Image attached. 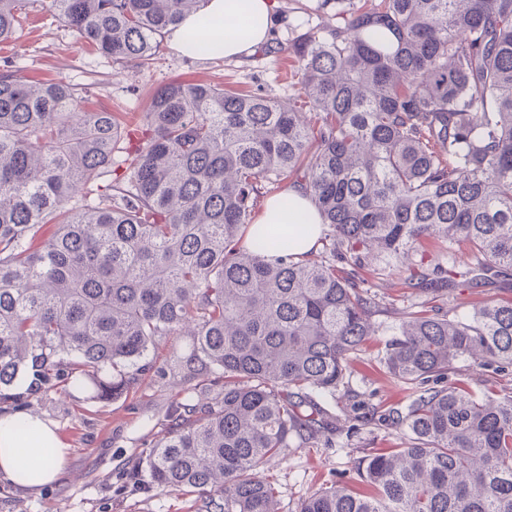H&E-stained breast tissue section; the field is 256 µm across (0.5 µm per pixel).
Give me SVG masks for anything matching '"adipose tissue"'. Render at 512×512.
<instances>
[{
    "label": "adipose tissue",
    "mask_w": 512,
    "mask_h": 512,
    "mask_svg": "<svg viewBox=\"0 0 512 512\" xmlns=\"http://www.w3.org/2000/svg\"><path fill=\"white\" fill-rule=\"evenodd\" d=\"M274 5V0H208L210 25H201L197 15H186L169 32L168 42L189 59L209 48L227 59L247 57L271 41ZM20 422L17 415L0 414V475L32 490L56 479L65 465V446L54 423L35 420L37 435L25 441L17 433Z\"/></svg>",
    "instance_id": "adipose-tissue-1"
}]
</instances>
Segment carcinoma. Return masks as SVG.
<instances>
[{"mask_svg": "<svg viewBox=\"0 0 512 512\" xmlns=\"http://www.w3.org/2000/svg\"><path fill=\"white\" fill-rule=\"evenodd\" d=\"M37 2L0 0V44ZM205 2L48 7L80 42L147 67ZM338 14L288 46L311 118L172 81L120 121L66 80L0 71V403L86 381L115 398L160 340L189 337L177 366L215 397L176 403L134 472L202 512H279L257 470L336 432L328 399L381 328L359 269L404 267L422 293L512 277V0ZM290 188L321 218V247L300 256L298 224L250 235L261 200L287 209ZM428 238L448 254L430 273L408 263ZM468 359L512 366V299L460 318L404 307L382 363L414 392L381 415L404 446L363 460L372 494L337 484L298 512H512V397L448 383Z\"/></svg>", "mask_w": 512, "mask_h": 512, "instance_id": "carcinoma-1", "label": "carcinoma"}]
</instances>
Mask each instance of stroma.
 I'll use <instances>...</instances> for the list:
<instances>
[{
    "label": "stroma",
    "mask_w": 512,
    "mask_h": 512,
    "mask_svg": "<svg viewBox=\"0 0 512 512\" xmlns=\"http://www.w3.org/2000/svg\"><path fill=\"white\" fill-rule=\"evenodd\" d=\"M315 4L316 0H275L274 41L286 46L297 37L294 19L304 9L310 10L312 25L337 24V17L314 13ZM9 58L25 66L31 76L61 77L87 87L92 106L122 115L146 111L152 91L176 79L257 92L283 102L296 101L299 92V78L280 53L258 51L242 60H217L210 55L188 60L165 44L152 67L113 62L82 48L64 22L44 6L23 21L8 49L0 51V64ZM358 277L361 288L382 303L377 320L383 329L353 360L348 387L364 395L378 412L404 408L408 402L404 385L385 373L380 360L390 327L416 292L402 272L382 269L377 263L360 269ZM511 298L512 279L492 276L463 292H439L436 301L464 317L480 304ZM189 351L187 337L164 338L150 353L152 369L134 389L114 399H93L88 387L67 393L52 389L29 398L23 414L57 425L66 444V464L54 483L36 491L18 489L1 477L0 512H199L197 496L162 492L130 476L134 465L148 454L172 406L198 399L192 382L178 374L172 363L174 356ZM455 377L475 389L486 386L499 396L512 395V370L499 373L489 366L461 361ZM340 406L336 434L322 440L319 447L291 448L285 456L261 466V475L277 484L281 512H298L303 500L339 480L365 490L357 473L359 463L372 450L402 447L401 435L395 430L372 423L354 428L348 398H341Z\"/></svg>",
    "instance_id": "obj_1"
}]
</instances>
